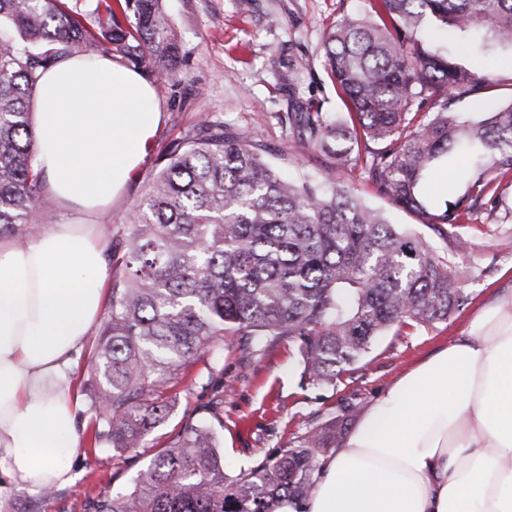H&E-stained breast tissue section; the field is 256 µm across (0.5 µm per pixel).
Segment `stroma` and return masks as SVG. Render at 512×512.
<instances>
[{"mask_svg":"<svg viewBox=\"0 0 512 512\" xmlns=\"http://www.w3.org/2000/svg\"><path fill=\"white\" fill-rule=\"evenodd\" d=\"M164 7L180 39V58L176 72L158 70L146 77L161 110L152 145L125 194L106 211L82 216V223L100 225L108 244H115L127 232V214L143 197L161 152L175 140L200 134L202 120L221 121L258 133L269 162L288 175L303 172L351 187L391 223L423 232L437 254L451 257L464 271L461 286L468 301L448 320L389 330L353 371L332 384L303 380L298 342L283 341L251 354L245 350L246 339H236L220 354L223 390H216L211 381L209 358L188 363L175 387V406L146 436L143 447L114 454L104 466L86 447H79L63 458L75 476L72 483L48 495L15 491L8 512H84L88 497L129 485L167 435L178 431L184 412L216 396L223 401L219 445L224 470L232 476L332 420L355 426L383 391L464 335L485 306L512 291V216L503 208L465 218L458 238L440 236L424 229L416 215L395 206L360 169L337 167L323 150L290 134L281 120L294 100L325 112L342 111L323 66V32L344 14L368 12L369 0H250L246 8L240 0H165ZM419 37L457 55H470L495 82L491 89L460 99L454 111L471 112L482 98L512 101V51L466 53L465 43L485 40L482 32L463 39L453 30L425 28Z\"/></svg>","mask_w":512,"mask_h":512,"instance_id":"1","label":"stroma"}]
</instances>
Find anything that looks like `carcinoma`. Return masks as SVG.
<instances>
[{"instance_id":"cac0c4a2","label":"carcinoma","mask_w":512,"mask_h":512,"mask_svg":"<svg viewBox=\"0 0 512 512\" xmlns=\"http://www.w3.org/2000/svg\"><path fill=\"white\" fill-rule=\"evenodd\" d=\"M425 25L482 31L489 44L512 49V0H379L374 18L344 15L323 50L346 112L300 105L288 127L342 165L364 164L395 204L452 236L463 218L503 206L512 101L480 102V120L450 111L490 78L418 39ZM96 53L147 74L173 67L179 45L163 0H104L92 10L71 0H0V237L23 245L53 223L40 211L32 94L44 70ZM203 127L205 136L162 152L112 251L108 315L83 383L95 456L140 447L176 400L163 396L164 383L236 336L259 351L299 340L302 376L329 384L387 330L446 321L468 300L458 267L420 233L390 223L345 186L282 176L254 133ZM464 146L480 150L465 193L442 208L428 204L421 182ZM218 405L185 413L132 486L87 499L84 512H274L282 498L306 501L345 423L229 477Z\"/></svg>"}]
</instances>
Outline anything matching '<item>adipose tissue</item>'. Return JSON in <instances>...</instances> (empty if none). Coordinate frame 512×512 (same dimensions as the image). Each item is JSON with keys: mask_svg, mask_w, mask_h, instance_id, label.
I'll use <instances>...</instances> for the list:
<instances>
[{"mask_svg": "<svg viewBox=\"0 0 512 512\" xmlns=\"http://www.w3.org/2000/svg\"><path fill=\"white\" fill-rule=\"evenodd\" d=\"M160 120L149 84L108 58L72 56L41 77L37 167L64 209H107ZM95 224L0 237V500L67 484L78 448L72 374L108 274ZM306 512H512V292L404 374L324 460Z\"/></svg>", "mask_w": 512, "mask_h": 512, "instance_id": "1", "label": "adipose tissue"}]
</instances>
